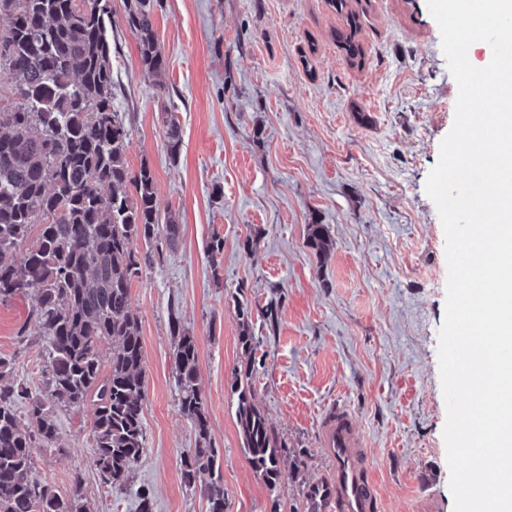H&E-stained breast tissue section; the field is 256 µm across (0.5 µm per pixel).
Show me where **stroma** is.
Returning <instances> with one entry per match:
<instances>
[{"mask_svg": "<svg viewBox=\"0 0 512 512\" xmlns=\"http://www.w3.org/2000/svg\"><path fill=\"white\" fill-rule=\"evenodd\" d=\"M363 59L349 66L328 0H159L153 14L168 66L147 75L112 0L114 103L131 131V170L148 164L158 206L181 226L175 247L131 288L145 358V448L126 488L93 466V411H56L59 445L32 450L58 493L81 482L91 512H208L181 480L195 445L174 380L170 325L199 346L209 438L221 450L226 512H302L297 489L272 501L243 451L232 387L242 360L233 297L278 304L276 326L254 317L253 388L274 434L301 449L308 482L325 477L319 423L351 410L369 449L377 512H454L443 429L438 334L445 317V235L425 183L455 118L457 84L427 0H349ZM183 129L167 153L163 111ZM336 247L317 260L307 227ZM224 240L210 258L205 243ZM34 301L0 304V356L14 380L46 391L43 336L17 330Z\"/></svg>", "mask_w": 512, "mask_h": 512, "instance_id": "stroma-1", "label": "stroma"}]
</instances>
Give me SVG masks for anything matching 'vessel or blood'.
<instances>
[{"instance_id": "obj_1", "label": "vessel or blood", "mask_w": 512, "mask_h": 512, "mask_svg": "<svg viewBox=\"0 0 512 512\" xmlns=\"http://www.w3.org/2000/svg\"><path fill=\"white\" fill-rule=\"evenodd\" d=\"M320 446L333 466L331 481L317 486L322 512H375L377 492L369 475L367 443L354 416L341 408L327 414Z\"/></svg>"}]
</instances>
